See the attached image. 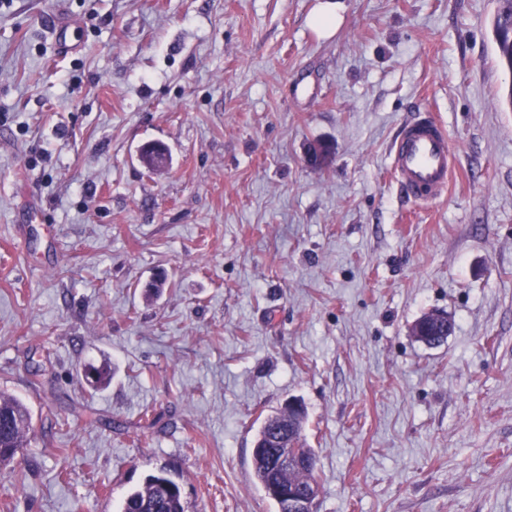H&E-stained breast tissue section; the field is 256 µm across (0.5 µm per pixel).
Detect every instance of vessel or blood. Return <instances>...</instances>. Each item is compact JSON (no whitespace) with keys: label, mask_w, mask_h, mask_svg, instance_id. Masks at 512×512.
<instances>
[{"label":"vessel or blood","mask_w":512,"mask_h":512,"mask_svg":"<svg viewBox=\"0 0 512 512\" xmlns=\"http://www.w3.org/2000/svg\"><path fill=\"white\" fill-rule=\"evenodd\" d=\"M389 159L397 186L413 203L429 205L446 193L453 154L433 117L420 114L406 121L390 144Z\"/></svg>","instance_id":"b4317fda"}]
</instances>
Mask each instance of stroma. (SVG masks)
Listing matches in <instances>:
<instances>
[{
  "instance_id": "35a3bbf8",
  "label": "stroma",
  "mask_w": 512,
  "mask_h": 512,
  "mask_svg": "<svg viewBox=\"0 0 512 512\" xmlns=\"http://www.w3.org/2000/svg\"><path fill=\"white\" fill-rule=\"evenodd\" d=\"M496 7L0 0V393L32 415L0 512H117L162 467L189 512H276L252 450L293 398L314 512H512ZM422 109L456 169L419 208L388 148ZM150 142L166 169L141 162ZM429 311L454 322L435 348L410 332Z\"/></svg>"
}]
</instances>
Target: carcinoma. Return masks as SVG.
I'll use <instances>...</instances> for the list:
<instances>
[{
  "instance_id": "cac0c4a2",
  "label": "carcinoma",
  "mask_w": 512,
  "mask_h": 512,
  "mask_svg": "<svg viewBox=\"0 0 512 512\" xmlns=\"http://www.w3.org/2000/svg\"><path fill=\"white\" fill-rule=\"evenodd\" d=\"M500 65L512 70V8L498 0L492 21ZM306 411L303 405L287 406L264 418L255 437L257 448L253 452L255 480L268 488L280 481L297 490L318 488L316 456L313 449H306V459L280 470L274 461L272 446L284 448L302 435ZM31 424V412L21 401L0 395V464L14 459L26 444ZM180 483L167 468H161L144 479L141 486L128 492L121 503L120 512H187Z\"/></svg>"
}]
</instances>
